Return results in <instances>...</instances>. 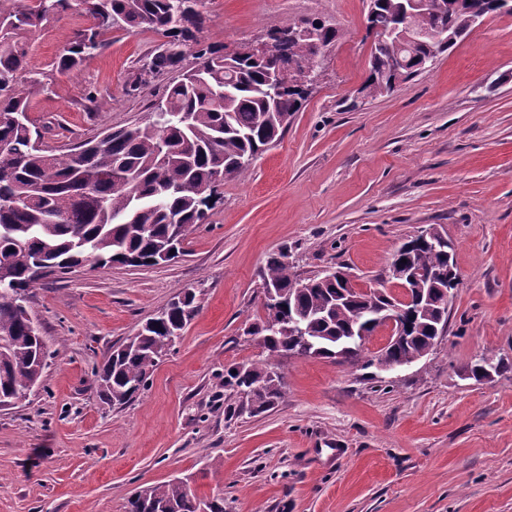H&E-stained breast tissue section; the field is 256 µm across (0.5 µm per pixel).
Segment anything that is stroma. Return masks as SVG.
Listing matches in <instances>:
<instances>
[{
	"label": "stroma",
	"mask_w": 512,
	"mask_h": 512,
	"mask_svg": "<svg viewBox=\"0 0 512 512\" xmlns=\"http://www.w3.org/2000/svg\"><path fill=\"white\" fill-rule=\"evenodd\" d=\"M206 42L236 51L288 21L343 33L282 137L190 227L178 260L82 266L45 279L29 311L50 353L35 392L0 410V512H126L140 488L183 481L224 512H512V14L486 18L394 91L366 98V0H204ZM28 36L47 89L29 115L53 151L145 120L172 80L125 94L160 35L117 30L80 71L55 61L83 25ZM96 91L109 102L86 108ZM435 227L458 286L425 357L385 373L361 360L267 358L248 329L261 274L284 251L298 278L336 269L394 290L395 251ZM199 311L128 403L102 404L94 370L184 290ZM509 371L478 381L480 357ZM270 359L284 394L251 414L224 371ZM234 413H227V406Z\"/></svg>",
	"instance_id": "35a3bbf8"
}]
</instances>
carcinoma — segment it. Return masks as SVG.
Here are the masks:
<instances>
[{"instance_id":"cac0c4a2","label":"carcinoma","mask_w":512,"mask_h":512,"mask_svg":"<svg viewBox=\"0 0 512 512\" xmlns=\"http://www.w3.org/2000/svg\"><path fill=\"white\" fill-rule=\"evenodd\" d=\"M203 0H0V393H18L38 382L47 366L39 353L41 335L27 310L39 282L88 262L96 266L156 265L183 254L188 228L201 223L217 203L223 179L246 170L284 130L283 117L300 110L308 72L317 65L306 41L290 38L303 22L275 30L277 56L303 62L293 86L274 99L266 93L269 69L252 59L244 43L231 55L199 39L205 17ZM403 0H378L368 28L387 29L397 22ZM433 15L451 21L459 33L475 10L499 9L501 0H462L448 11V0H429ZM76 12L89 25L76 29L56 61L70 74L104 51L112 30L147 28L166 41L147 57L152 75L180 69L164 102L143 122L107 130L66 154L43 147V127L29 117L33 97L44 91L43 72L30 64L26 34L50 20ZM195 45L198 69H183V46ZM452 40L431 48L420 45L404 70L410 79L424 57L443 53ZM409 54L391 41L371 52L364 89L381 94L393 80L396 57ZM231 96L224 97V85ZM432 237L410 247L403 244L392 261L407 260L409 270L426 278L407 282L416 300L410 340L390 345L379 356L391 368H403L429 353L447 323L442 302L454 285L437 278L448 268V245L438 228ZM263 287L274 303L250 334L262 336L273 355L356 360L375 332L374 305L340 296L336 283L322 277L299 279L288 254L267 260ZM196 295L188 290L146 321L131 344L114 349L94 372L102 403L123 405L144 390L150 373L164 356L162 340L182 336L196 315ZM299 321L311 342L299 350L291 319ZM282 377L263 362H244L224 372V390L247 400L261 413L282 396ZM204 499L181 481L147 486L128 501V512H200Z\"/></svg>"}]
</instances>
